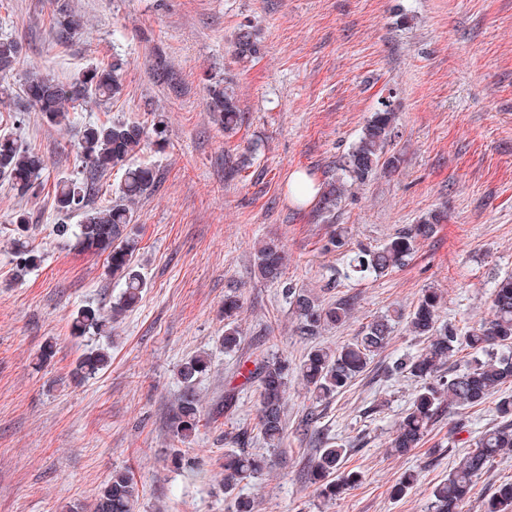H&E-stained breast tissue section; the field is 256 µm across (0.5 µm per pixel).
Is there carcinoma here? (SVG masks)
Returning <instances> with one entry per match:
<instances>
[{
	"label": "carcinoma",
	"mask_w": 512,
	"mask_h": 512,
	"mask_svg": "<svg viewBox=\"0 0 512 512\" xmlns=\"http://www.w3.org/2000/svg\"><path fill=\"white\" fill-rule=\"evenodd\" d=\"M234 55L242 62L255 58L260 47L252 27L238 28L232 43ZM20 54L18 42L0 38V75L13 70ZM125 61L112 57V63L100 64L82 73L73 81L60 82L43 76L27 81L24 95L29 106L55 126L70 123V111L91 100L109 101L123 91ZM208 110L214 121L233 132L242 121L237 95L229 82L224 88L209 90ZM165 120L157 116L152 129L139 123L113 121L84 127L78 149L83 159V177L65 179L55 185L58 212L81 215L80 223L55 225L53 232L61 238H72L84 252L106 256L112 278L124 283V290L110 309L84 306L72 317V330L77 336L86 334L112 335V323L133 310L142 300L146 282L134 265L138 240L133 236V206L151 193L157 183L152 167L131 163L136 153L146 145L165 142ZM397 113L390 104L373 113L358 140L340 164L341 174L319 188L320 209L331 212L348 189L374 177L385 165L386 146L396 136ZM45 159L32 149L22 146L9 134H0V176L8 179L22 195L33 194L41 187L40 178L46 169ZM123 171L118 195L112 204L86 210L88 199L97 194L100 179L111 170ZM441 216L423 218L407 231L391 238L376 250L360 249L347 262V275L365 278L378 276L405 265L414 253V243L426 237L439 223ZM18 236L13 241L17 267L21 271L35 267L40 256L24 235L28 216L16 217ZM258 276L266 281H280L285 256L273 240L256 249ZM282 296L292 307L297 331L306 337L318 336L327 326H339L350 316L351 305L345 301L325 305L311 291L286 283ZM440 297L427 290L412 312L400 310L382 315L368 323L352 341L334 349L312 348L296 367L282 357L254 360L247 380L256 384L260 407L258 429L267 447L282 446L286 423L283 401L288 377L299 372L304 386L318 402L329 401L346 389L369 369L374 357L388 345L393 323L407 320L415 336L427 339V345L416 354H405L394 362V370L419 382L413 402L399 421L390 442L391 451L405 455L417 447L435 421L443 406L474 407L489 395L512 383V277L500 280L491 294L490 314L468 335H458L456 329L438 323ZM241 305L235 296L224 299V335L222 344L227 353L240 349L242 332L238 320ZM473 351L470 365L461 372L445 371L459 345ZM107 349H91L80 357L75 375L90 378L108 366ZM209 360L195 355L178 365L177 374L183 385L175 435L182 443L191 442L200 422V402L195 390L198 378L207 371ZM500 421L472 440L469 450L459 460L448 479L433 491L432 512H460L473 495L476 481L496 460L512 450V395L500 398L497 406ZM348 448L330 439L321 443L319 453L310 465L311 479L318 484L319 495L327 500L341 496L354 485L359 474L344 468ZM174 469L191 479H201L204 471L195 458L178 450L170 458ZM265 461L238 448L224 449V493L232 494L245 479L263 475ZM138 489L130 474L115 471L98 491L93 512H134ZM481 512H512V483H506L487 499L482 500Z\"/></svg>",
	"instance_id": "1"
}]
</instances>
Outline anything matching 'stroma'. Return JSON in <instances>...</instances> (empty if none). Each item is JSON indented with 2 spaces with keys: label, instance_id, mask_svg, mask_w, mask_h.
<instances>
[{
  "label": "stroma",
  "instance_id": "1",
  "mask_svg": "<svg viewBox=\"0 0 512 512\" xmlns=\"http://www.w3.org/2000/svg\"><path fill=\"white\" fill-rule=\"evenodd\" d=\"M68 13L83 17L84 33H62L58 21ZM243 24L260 42L247 64L231 48ZM5 37L21 54L6 78L11 98L0 104V133L39 152L47 167L34 195H19L0 177V512L92 505L116 469L138 483L135 512H233L238 495L253 499L255 512H428L467 440L498 423L496 404L512 385L475 407L444 408L420 448L390 453L416 390L391 366L426 344L402 322L368 371L330 401L316 402L291 376L286 437L271 450L257 427L256 387L240 367L250 357L300 364L311 347L348 343L387 311H412L429 288L440 297L441 321L459 333L488 316L491 288L512 275V0H0ZM116 53L126 62L119 98L84 105L67 127L29 108V78L68 81ZM160 65L168 72L161 81ZM228 80L243 116L229 137L207 107L208 88ZM384 101L398 114L387 148L394 167L352 187L334 217L315 201L298 202L290 175L318 184L339 176L342 157ZM158 112L164 147L151 144L134 157L158 172L152 193L134 207V263L148 287L111 337H74L73 312L109 306L122 285L105 257L54 234L62 221L54 186L82 171L86 124L148 126ZM254 144L253 163L236 168ZM436 210L446 221L418 241L405 266L346 277L354 251L381 246ZM19 212L29 215L30 241L42 254L25 273L11 250ZM337 227L344 245L325 251ZM269 238L285 252V281L327 303L350 300L346 323L312 338L297 334L279 284L255 273V249ZM228 295L242 303L235 353L221 343ZM48 343L54 354L44 361ZM105 345L111 365L74 379L78 358ZM202 352L210 360L196 385L203 421L189 453L206 476L192 481L173 471L169 455L181 447L176 369ZM231 387L238 401L226 414ZM310 412L318 421L302 429ZM321 433L347 446L346 466L361 476L330 502L307 476ZM235 446L267 458L268 467L230 497L224 451ZM408 470L417 481L395 496Z\"/></svg>",
  "mask_w": 512,
  "mask_h": 512
}]
</instances>
